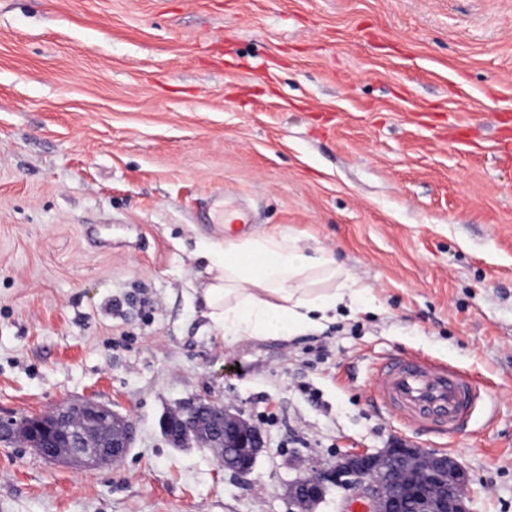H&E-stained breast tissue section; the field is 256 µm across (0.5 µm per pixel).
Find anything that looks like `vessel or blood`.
Listing matches in <instances>:
<instances>
[{"instance_id": "b4317fda", "label": "vessel or blood", "mask_w": 512, "mask_h": 512, "mask_svg": "<svg viewBox=\"0 0 512 512\" xmlns=\"http://www.w3.org/2000/svg\"><path fill=\"white\" fill-rule=\"evenodd\" d=\"M372 395L413 428L457 434L476 401L469 377L411 355L386 357L377 367Z\"/></svg>"}]
</instances>
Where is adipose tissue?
I'll use <instances>...</instances> for the list:
<instances>
[{
  "label": "adipose tissue",
  "mask_w": 512,
  "mask_h": 512,
  "mask_svg": "<svg viewBox=\"0 0 512 512\" xmlns=\"http://www.w3.org/2000/svg\"><path fill=\"white\" fill-rule=\"evenodd\" d=\"M207 261L204 315L219 336L290 337L322 331L364 290L333 256L271 231L225 237L200 252Z\"/></svg>",
  "instance_id": "adipose-tissue-1"
}]
</instances>
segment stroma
I'll return each mask as SVG.
<instances>
[{
  "instance_id": "1",
  "label": "stroma",
  "mask_w": 512,
  "mask_h": 512,
  "mask_svg": "<svg viewBox=\"0 0 512 512\" xmlns=\"http://www.w3.org/2000/svg\"><path fill=\"white\" fill-rule=\"evenodd\" d=\"M512 0H0V418L91 399L116 465L0 441V512H296L304 466L391 440L445 451L470 512H512ZM249 215L207 224L215 197ZM276 230L366 285L317 333L218 338L204 243ZM416 354L488 396L448 437L371 399ZM205 398L254 470L175 448ZM160 425L173 447L221 448L224 469L236 474L251 473L264 447L259 431L248 420L210 399L183 403L165 413Z\"/></svg>"
}]
</instances>
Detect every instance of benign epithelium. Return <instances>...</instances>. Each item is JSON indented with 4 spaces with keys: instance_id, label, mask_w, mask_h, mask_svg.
I'll use <instances>...</instances> for the list:
<instances>
[{
    "instance_id": "1",
    "label": "benign epithelium",
    "mask_w": 512,
    "mask_h": 512,
    "mask_svg": "<svg viewBox=\"0 0 512 512\" xmlns=\"http://www.w3.org/2000/svg\"><path fill=\"white\" fill-rule=\"evenodd\" d=\"M161 430L176 448L196 445L224 451V469L252 472L264 444L259 431L232 408L210 399L183 403L165 413ZM22 432L34 451L48 460L97 467L121 461L132 447L129 422L104 404L63 402L50 412L21 420L0 419V435ZM343 487L364 502L368 512H469L467 476L444 453L395 441L377 452L358 451L299 475L288 496L299 512H311L330 487Z\"/></svg>"
}]
</instances>
